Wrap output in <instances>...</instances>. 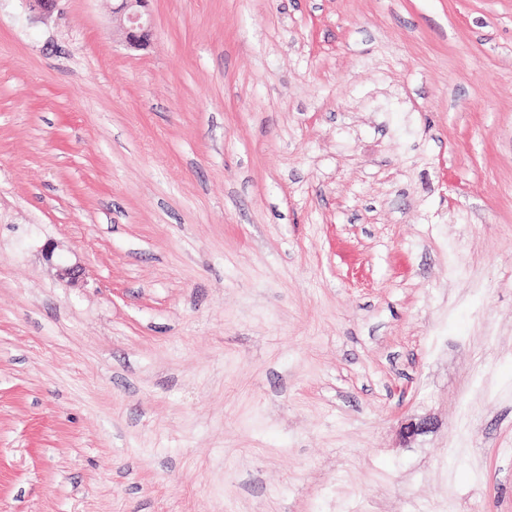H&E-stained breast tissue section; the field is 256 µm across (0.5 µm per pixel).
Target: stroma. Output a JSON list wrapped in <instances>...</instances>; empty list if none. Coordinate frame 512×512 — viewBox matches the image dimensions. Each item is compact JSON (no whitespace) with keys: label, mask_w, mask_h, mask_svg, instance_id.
I'll use <instances>...</instances> for the list:
<instances>
[{"label":"stroma","mask_w":512,"mask_h":512,"mask_svg":"<svg viewBox=\"0 0 512 512\" xmlns=\"http://www.w3.org/2000/svg\"><path fill=\"white\" fill-rule=\"evenodd\" d=\"M113 4L0 0V512H512V0ZM113 13L119 18L125 42L133 48L142 46L153 26L148 11L149 0H117Z\"/></svg>","instance_id":"obj_1"}]
</instances>
